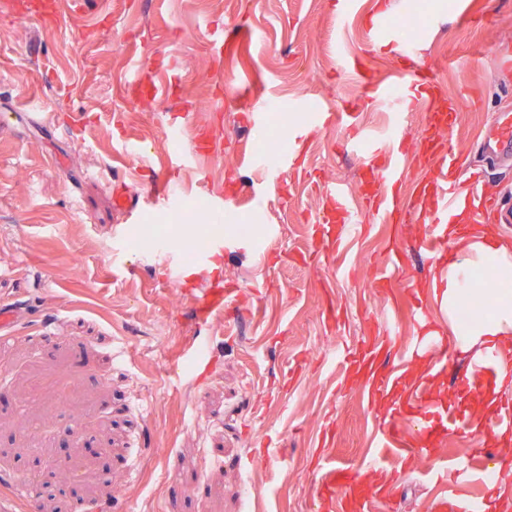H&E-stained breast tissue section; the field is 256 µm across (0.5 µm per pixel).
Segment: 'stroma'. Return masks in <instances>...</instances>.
<instances>
[{
  "mask_svg": "<svg viewBox=\"0 0 512 512\" xmlns=\"http://www.w3.org/2000/svg\"><path fill=\"white\" fill-rule=\"evenodd\" d=\"M19 2V12L0 13V112L26 74L47 66L52 79L32 91L35 121L0 134V300L30 312L0 348V512H27L16 485L38 472L49 483L38 512H251L240 496L249 483L263 512H314V483L331 465L346 464L362 483L377 478L374 445L393 402L368 399L330 353L381 342L388 370L409 356L413 298L438 321L448 316L418 249L423 225L370 223L341 250L324 243L319 185L341 182L358 206L364 174L342 150L349 130L314 129L311 115L354 106L363 138L385 134L370 86L396 80L398 48L365 38L367 19L382 12L436 62L447 96L465 93L453 140L469 148L512 103V71L494 65L512 57V0H444L441 9L437 0H356L341 29L335 0H91L53 21L45 0ZM418 8L426 21L416 28ZM471 11L481 25L464 21ZM340 50L365 53V77L340 68ZM252 92L288 106V129L307 134L261 208L245 201L257 184L247 160L265 153L275 129L248 130L241 102ZM172 112L185 123L176 141ZM202 132L208 154L197 169L170 164ZM141 143L152 152L130 187L139 221L128 225L110 186ZM160 178L179 202L151 194ZM215 192L229 214L276 225L278 235L177 278L162 255L172 239L192 246L196 232L181 217L191 209L210 223ZM122 231L118 272L112 244ZM388 242L404 265L389 300L374 287ZM75 253L81 265L71 264ZM215 278L232 300L202 327L191 298ZM193 336L207 343L209 372H170L169 357ZM77 422L89 450L75 460L60 445ZM261 451L274 465L255 466ZM432 465L400 462L382 512H431Z\"/></svg>",
  "mask_w": 512,
  "mask_h": 512,
  "instance_id": "stroma-1",
  "label": "stroma"
}]
</instances>
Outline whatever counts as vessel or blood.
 Listing matches in <instances>:
<instances>
[{
    "label": "vessel or blood",
    "instance_id": "1",
    "mask_svg": "<svg viewBox=\"0 0 512 512\" xmlns=\"http://www.w3.org/2000/svg\"><path fill=\"white\" fill-rule=\"evenodd\" d=\"M371 42H389L399 48L401 79L394 84H374L372 96L376 101L389 105L393 130H401L411 112L424 110L422 140L425 150L420 163L419 190L405 193L404 155L392 151L386 167L373 164L374 156L381 152L379 140H351L349 149L362 162L363 168L379 187V192L369 203L373 218L382 224L396 223L411 217L426 224L427 231L419 248L432 260L435 267H445L452 258L448 238V220L461 202L474 206L476 222L498 221L512 224V209L505 207L501 198L486 183L482 173H466L461 154L456 151L451 137L458 125L460 105L447 97L432 75L434 65L424 60L414 43L400 32L384 25L382 17L368 23ZM246 117L253 131H263L268 108L260 97L247 98ZM359 112H317L313 125L329 128L335 125L358 127ZM479 146L492 160L512 163V109L502 108L495 119L479 135ZM306 140L304 132L288 135V150L278 158L265 160L255 156L257 166H271L285 170L291 168L301 154ZM323 191L332 202L337 216L347 224L350 235L363 232V220L351 206L347 191L340 183H328ZM229 293L215 284L199 296L193 305L201 323H209L217 309L223 307ZM414 334L410 336L412 357L426 363V378L414 385H407L401 377L382 373L379 359L382 347L369 343L347 351L340 357L346 373L360 374L366 379L365 387L371 397L390 396L394 399V419L380 435L378 446L383 456L396 459L423 454L434 463L438 478V492L433 500L435 512H487V502L493 488L490 478L498 473L505 459L498 448L490 446L487 434H495L512 441V394L506 393L505 384L512 382V357L505 355L495 345H487L480 354L470 358L465 373L457 378L460 392L476 397L491 398L494 409L488 419H472L464 410L451 409L441 396L433 394L429 379L453 375L448 354L455 347V340L445 326L430 318L427 305L415 302L411 307ZM475 436L476 443L463 454L442 456L447 441L460 432ZM354 476L348 469L334 467L314 493L315 512H345L355 506L357 512H379L385 501L391 500L397 488L396 476L385 474L356 501H348L347 491Z\"/></svg>",
    "mask_w": 512,
    "mask_h": 512
}]
</instances>
